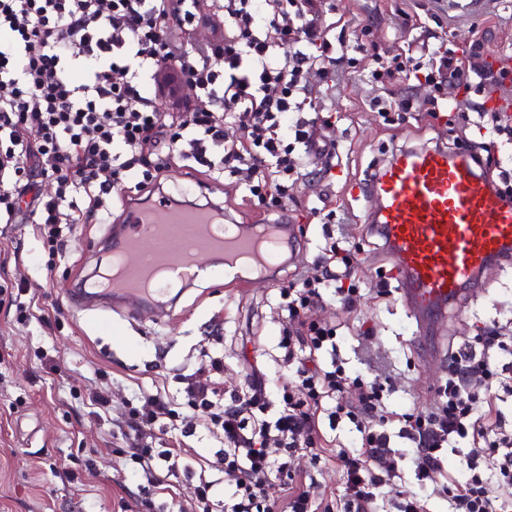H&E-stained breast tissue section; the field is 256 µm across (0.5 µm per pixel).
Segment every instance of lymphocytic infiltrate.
<instances>
[{"mask_svg": "<svg viewBox=\"0 0 512 512\" xmlns=\"http://www.w3.org/2000/svg\"><path fill=\"white\" fill-rule=\"evenodd\" d=\"M205 0H0V222L24 217L39 224L48 243H57L65 224L98 218L104 201L128 173L144 179L165 169L169 157L152 158L147 144L166 142L179 148L209 173L243 176L249 198L272 207L288 197L298 182L301 159L313 149L334 151L321 131L330 125L307 104L308 77L333 80L345 63L329 39L330 23L315 0H224V34L212 41L198 61L182 45L190 27L202 17ZM187 73L197 90L195 104L171 111L147 92L160 64ZM412 58L371 70V86L390 98L381 117L409 111L411 100L396 85L408 75ZM122 81H115V74ZM436 94L428 115L442 111L443 86L453 82L502 84L505 73L485 64H463L441 56L427 73ZM485 141L472 157L490 165V140H512V121L472 106ZM240 134L227 140L224 128ZM109 179H101V172ZM52 179L57 195L42 198L39 179ZM360 261L339 242L325 245L299 286L283 289L287 321L282 329L283 363L296 381L283 392L284 405L274 420L264 416L269 403L259 379H250L246 395L231 394L220 421L225 475L235 481L234 497L224 512H373L386 483L376 468L388 453L386 422L399 425L398 436L414 448L417 481L441 469L443 451L457 440L469 442L461 462L468 477L450 480L439 492L454 512H507L512 489V431L489 398L512 374V362L500 365L498 352L512 355V338L500 327L480 328L473 343L452 352L448 379L424 416L388 410L384 387L346 372L335 361V328L308 318L311 307L333 290L344 308L355 307ZM332 356L322 367L319 356ZM355 391L357 402L345 404ZM335 401V416L352 425L353 446L331 449L321 429V413ZM170 412L168 401L152 396L148 412L127 426L129 457L143 475L158 480L155 457L142 441L144 429ZM310 453L312 461L335 462L342 479L336 499L325 500L315 484L297 479L288 456ZM280 474L288 494L282 504L265 501L272 474Z\"/></svg>", "mask_w": 512, "mask_h": 512, "instance_id": "f902f5d3", "label": "lymphocytic infiltrate"}]
</instances>
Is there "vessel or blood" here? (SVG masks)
<instances>
[{
    "mask_svg": "<svg viewBox=\"0 0 512 512\" xmlns=\"http://www.w3.org/2000/svg\"><path fill=\"white\" fill-rule=\"evenodd\" d=\"M371 188L382 199L373 222L401 297L414 312H440L484 266L512 258V206L497 197L465 154L440 148L401 152ZM223 220L220 207L177 206L166 196L129 206L124 233L113 247L124 257L125 272L119 280L93 283V292L160 307L169 280L154 279L153 264L172 261L169 279L191 283L205 275V258L219 254L227 287L243 288L276 268L293 239L288 224L269 225L263 240L254 225L235 224L219 244L209 227ZM145 239L151 243L146 250Z\"/></svg>",
    "mask_w": 512,
    "mask_h": 512,
    "instance_id": "obj_1",
    "label": "vessel or blood"
}]
</instances>
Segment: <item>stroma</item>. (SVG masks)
I'll list each match as a JSON object with an SVG mask.
<instances>
[{
    "instance_id": "obj_1",
    "label": "stroma",
    "mask_w": 512,
    "mask_h": 512,
    "mask_svg": "<svg viewBox=\"0 0 512 512\" xmlns=\"http://www.w3.org/2000/svg\"><path fill=\"white\" fill-rule=\"evenodd\" d=\"M317 6L327 21L345 23V32L329 37H345L351 60L332 89L318 76L310 78L313 107L333 115L324 135L338 144L335 165L312 159V176L268 210L243 203L239 177L204 178L178 160L139 191L143 198L161 192L175 198L183 183L199 179L203 185L191 202L222 204L241 224L262 216L293 224L295 253L277 279H256L242 290L219 279L193 285L167 318L128 301L87 307L78 300L81 284L112 259V230L123 219L120 201L111 202L102 223L74 225L55 253L37 225L0 223V512H198L190 487L202 476L213 483V512H224L235 488L233 478L214 465L224 441L210 421L186 425L187 380L208 382L207 365L218 356L224 361L217 378L221 402L245 389L256 370L267 383L272 410L281 409L286 313L279 292L310 270L326 234L357 250L361 297L352 309L325 298L311 318L337 326L346 371L389 387V409L427 413L448 377L451 350L471 342L484 324L512 330L511 261L486 266L422 336L389 275L392 262L382 237L367 228L380 201L361 192L372 169L400 149H466L478 138L459 113L427 116L435 89L421 76L404 83L411 113L384 123L372 103L378 92L366 81L369 71L398 55L425 62L466 51L477 40L481 61L512 70V0H317ZM326 195L336 208L327 224L309 211ZM363 326L371 328L369 337H360ZM57 362L63 373L52 372ZM97 392L109 398L100 417L89 402ZM154 394L169 400L174 415L146 430L143 440L157 452L181 440L184 457L182 468L160 487L130 460L120 433L132 411H146ZM390 444L386 463L397 477L383 487L378 512H390L401 492L410 490L426 496L429 512H449L447 497L435 489L447 478H463L466 441L449 449L442 470L421 483L413 474V449L397 438Z\"/></svg>"
}]
</instances>
